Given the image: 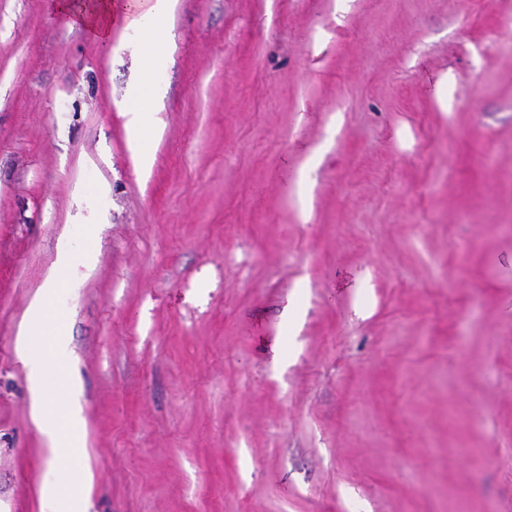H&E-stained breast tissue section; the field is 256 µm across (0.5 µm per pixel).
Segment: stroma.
<instances>
[{
  "label": "stroma",
  "mask_w": 512,
  "mask_h": 512,
  "mask_svg": "<svg viewBox=\"0 0 512 512\" xmlns=\"http://www.w3.org/2000/svg\"><path fill=\"white\" fill-rule=\"evenodd\" d=\"M0 0V512H512V0H174L165 66ZM161 124L140 171L124 112ZM72 265L70 254L63 251L44 285V293L31 303L19 335L23 339L28 336H36L38 339L39 349L34 354H28L24 360L34 391L33 415L41 424L47 423L49 416L53 418L46 428L50 444L47 450L49 458L63 467L60 482L44 488V496L55 503V511L85 512L82 498L62 501L58 496L61 487H74L82 480L78 469L73 470L67 466L71 455L80 446L82 419L72 401V388L66 375L68 345L62 338L64 332L58 320L51 314L52 298L60 288L65 287ZM52 373L57 376V395L50 403L44 396V387L47 386V376Z\"/></svg>",
  "instance_id": "obj_1"
}]
</instances>
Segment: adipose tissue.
<instances>
[{
    "mask_svg": "<svg viewBox=\"0 0 512 512\" xmlns=\"http://www.w3.org/2000/svg\"><path fill=\"white\" fill-rule=\"evenodd\" d=\"M170 4L171 0H52L50 8L68 27L84 29L92 38L108 43L112 40V25L118 18L126 29L134 32H161ZM72 265L70 254L61 253L45 283L44 293L32 302L19 331L20 336H34L39 342L37 352L26 356L25 366L34 391L33 415L47 427L50 459L63 467L60 482L44 490L45 497L55 501L58 512H85L82 498L64 501L58 498L61 487H73L82 480L80 471L68 466L79 446L82 419L72 401V388L66 375L68 345L58 320L51 314V301L65 287ZM51 374L57 377V395L52 401L44 395Z\"/></svg>",
    "mask_w": 512,
    "mask_h": 512,
    "instance_id": "obj_1",
    "label": "adipose tissue"
}]
</instances>
